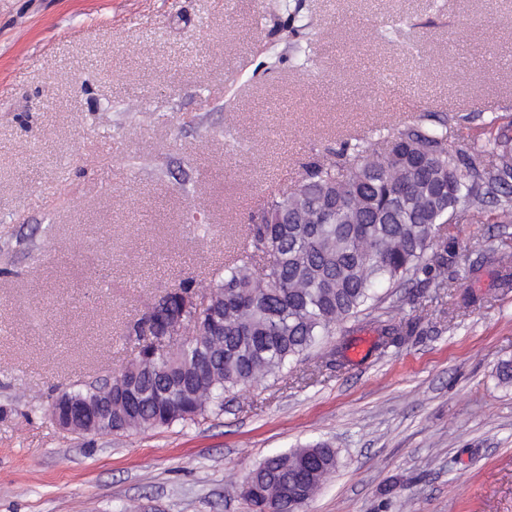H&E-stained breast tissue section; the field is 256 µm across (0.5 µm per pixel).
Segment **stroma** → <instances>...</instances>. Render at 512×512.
I'll use <instances>...</instances> for the list:
<instances>
[{"label":"stroma","mask_w":512,"mask_h":512,"mask_svg":"<svg viewBox=\"0 0 512 512\" xmlns=\"http://www.w3.org/2000/svg\"><path fill=\"white\" fill-rule=\"evenodd\" d=\"M429 113L452 148L512 124V0H0V512H250L249 472L323 442L305 512H512V224L483 214L377 309L414 322L402 345L344 321L163 428L45 413L134 358L152 304L221 271L308 162Z\"/></svg>","instance_id":"stroma-1"}]
</instances>
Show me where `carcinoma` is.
Masks as SVG:
<instances>
[{"label": "carcinoma", "instance_id": "carcinoma-1", "mask_svg": "<svg viewBox=\"0 0 512 512\" xmlns=\"http://www.w3.org/2000/svg\"><path fill=\"white\" fill-rule=\"evenodd\" d=\"M379 151L365 138L352 159H318L296 188L268 200L247 227L248 244L224 261V275L207 287L224 306V323L210 326L209 310L181 317L186 280L162 295L135 334L137 356L112 384H80L64 395L76 402L112 399L114 432L193 421L224 408V394L276 378L289 362L320 343L332 325L383 301L377 289L445 263L441 227L462 213L488 211L512 224V135L504 130L483 146L496 157L448 147L445 124L424 122L389 129ZM181 323L186 339L165 349L169 328ZM410 322L384 329V344L412 335ZM318 467H336V450L311 447ZM306 449L267 457L248 474L245 499L254 512L285 501L303 507L318 476L298 479Z\"/></svg>", "mask_w": 512, "mask_h": 512}]
</instances>
